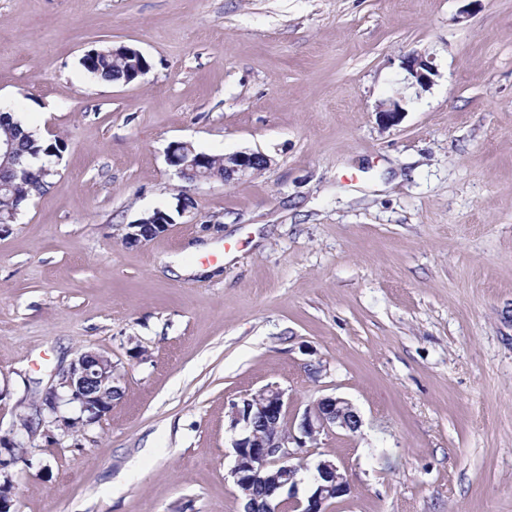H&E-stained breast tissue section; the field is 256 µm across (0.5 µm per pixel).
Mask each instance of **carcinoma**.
Here are the masks:
<instances>
[{
  "label": "carcinoma",
  "instance_id": "carcinoma-1",
  "mask_svg": "<svg viewBox=\"0 0 512 512\" xmlns=\"http://www.w3.org/2000/svg\"><path fill=\"white\" fill-rule=\"evenodd\" d=\"M146 64L148 60L144 57L112 56L110 45L100 48L95 56L80 60V65L93 78L113 83L125 81ZM0 140L11 142L14 153L27 162V166L23 168L9 163L0 168V217H4L12 210L22 208L24 202L20 201V197L42 194L48 190L51 186V174L45 171L39 161L58 155L61 143L41 139L10 111L0 112ZM201 175L202 171L199 169H190L183 173L181 181L185 186L181 189L179 200L190 206L194 205L189 190L200 182Z\"/></svg>",
  "mask_w": 512,
  "mask_h": 512
}]
</instances>
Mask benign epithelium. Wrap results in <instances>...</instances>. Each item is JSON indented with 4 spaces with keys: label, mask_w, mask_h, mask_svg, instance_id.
<instances>
[{
    "label": "benign epithelium",
    "mask_w": 512,
    "mask_h": 512,
    "mask_svg": "<svg viewBox=\"0 0 512 512\" xmlns=\"http://www.w3.org/2000/svg\"><path fill=\"white\" fill-rule=\"evenodd\" d=\"M404 69L422 88L436 75L432 61L422 55L404 58ZM404 109L395 100L379 107L382 122L399 123ZM209 156L188 142L172 145L167 162L175 174L207 163ZM224 182L239 181L271 166V159L260 152H237L222 156ZM174 218L160 210L143 215L126 225L123 242L142 244L167 230ZM121 375L112 357L104 351L83 350L68 367L57 374L56 382L41 394L36 407L38 428L44 416L65 421V412H78L77 420L99 424L112 410V393L118 389ZM362 424L356 406L341 396H324L302 415L288 416V398L277 385H267L253 394L231 403L230 430L233 432L234 465L231 475L239 491L242 512H329L333 501L351 493L346 471L335 461L321 459L314 466L308 494L298 496L300 469L298 459L306 444L315 442L323 432L333 429L355 434ZM16 461L0 453V512H15L14 483L11 473Z\"/></svg>",
    "instance_id": "benign-epithelium-1"
}]
</instances>
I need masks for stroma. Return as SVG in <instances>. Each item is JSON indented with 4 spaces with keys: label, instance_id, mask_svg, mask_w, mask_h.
<instances>
[{
    "label": "stroma",
    "instance_id": "obj_1",
    "mask_svg": "<svg viewBox=\"0 0 512 512\" xmlns=\"http://www.w3.org/2000/svg\"><path fill=\"white\" fill-rule=\"evenodd\" d=\"M110 44L149 71L91 78ZM4 105L63 149L0 235V433L78 350L123 391L35 438L16 512H240L228 405L269 384L361 415L300 455L332 512H512V0H0ZM177 142L271 166L180 216ZM402 65L421 88L429 86L437 72L430 59L418 54L405 57ZM173 217L166 215L161 210L144 214L141 218L126 225L123 242L126 244H142L167 230L169 224H174ZM150 229V231H146Z\"/></svg>",
    "mask_w": 512,
    "mask_h": 512
}]
</instances>
